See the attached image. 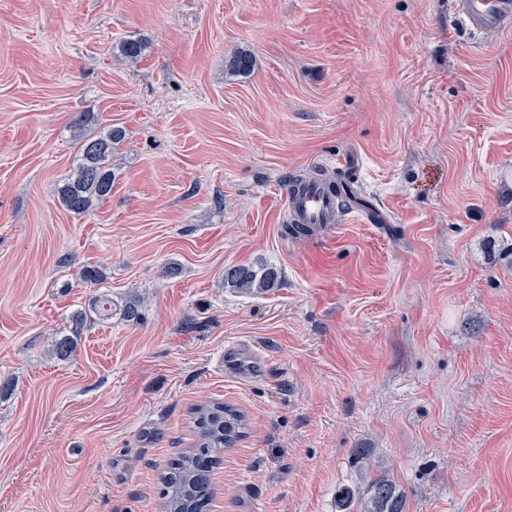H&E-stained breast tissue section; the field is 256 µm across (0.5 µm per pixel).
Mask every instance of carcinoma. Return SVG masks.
<instances>
[{
	"mask_svg": "<svg viewBox=\"0 0 512 512\" xmlns=\"http://www.w3.org/2000/svg\"><path fill=\"white\" fill-rule=\"evenodd\" d=\"M148 49V43L140 38H127L118 47L120 55L128 61H139ZM93 122L91 114H79L73 127L78 131V158L72 175L58 188L61 205L75 215L91 209L94 202L112 191L115 172L112 157L125 138L120 127H110L99 133H87L85 127ZM332 191L354 199L357 192L349 176L338 171L326 176ZM281 272L274 267L237 265L224 269V286L240 294H262L271 291L279 283ZM143 300L131 298L120 306L122 318L128 322L141 319ZM88 314L79 310L71 317V336L54 341L53 355L66 360L73 356L76 347L74 337L83 333ZM196 435L195 448L172 459L162 474L163 512H202L213 497L212 481L201 471V464L212 467L224 450L242 437L245 417L237 408L213 403L195 409L192 417ZM359 512H407V498L397 484L385 473L366 483L360 494Z\"/></svg>",
	"mask_w": 512,
	"mask_h": 512,
	"instance_id": "1",
	"label": "carcinoma"
}]
</instances>
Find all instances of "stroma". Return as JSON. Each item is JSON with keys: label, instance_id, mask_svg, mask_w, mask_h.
<instances>
[{"label": "stroma", "instance_id": "stroma-1", "mask_svg": "<svg viewBox=\"0 0 512 512\" xmlns=\"http://www.w3.org/2000/svg\"><path fill=\"white\" fill-rule=\"evenodd\" d=\"M450 8L0 0V512H158L209 402L245 416L210 512H340L381 470L407 512H512V31L476 44ZM82 112L126 138L75 215ZM317 168L379 222L286 235V181ZM239 264L278 287L230 291ZM104 294L143 321L54 357ZM233 346L259 369L225 371ZM281 273L274 267L237 265L225 268L224 286L240 294H262L276 288ZM88 319V314L84 310L76 311L71 317V335H65L62 338L55 339L52 345L53 355L60 360L69 359L73 356L76 347V341L68 336H81Z\"/></svg>", "mask_w": 512, "mask_h": 512}]
</instances>
